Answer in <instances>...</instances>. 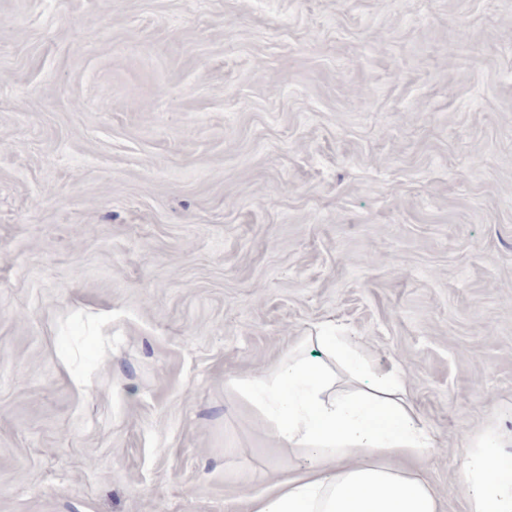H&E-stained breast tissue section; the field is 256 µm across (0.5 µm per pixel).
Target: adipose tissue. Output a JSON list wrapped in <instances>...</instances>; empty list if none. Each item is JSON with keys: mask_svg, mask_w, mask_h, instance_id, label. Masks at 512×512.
Segmentation results:
<instances>
[{"mask_svg": "<svg viewBox=\"0 0 512 512\" xmlns=\"http://www.w3.org/2000/svg\"><path fill=\"white\" fill-rule=\"evenodd\" d=\"M320 343L323 355L353 364L355 391L336 392L322 355L298 351L242 382L261 390L274 438L307 458L251 498L249 512H439L434 492L413 474L435 447L403 401V371L393 361L356 365L355 351L334 332ZM460 454L468 512H512V456L501 438L484 434Z\"/></svg>", "mask_w": 512, "mask_h": 512, "instance_id": "obj_1", "label": "adipose tissue"}]
</instances>
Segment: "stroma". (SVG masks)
I'll list each match as a JSON object with an SVG mask.
<instances>
[{
	"label": "stroma",
	"mask_w": 512,
	"mask_h": 512,
	"mask_svg": "<svg viewBox=\"0 0 512 512\" xmlns=\"http://www.w3.org/2000/svg\"><path fill=\"white\" fill-rule=\"evenodd\" d=\"M396 361L467 512L512 441V0H0V512H243L236 379ZM460 448L471 490L468 512H512V457L498 435L486 433Z\"/></svg>",
	"instance_id": "obj_1"
}]
</instances>
